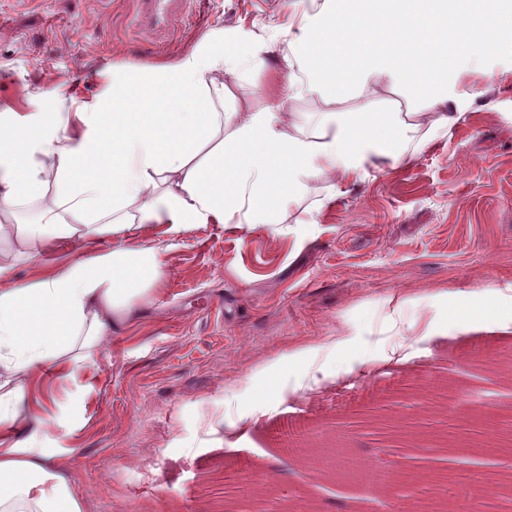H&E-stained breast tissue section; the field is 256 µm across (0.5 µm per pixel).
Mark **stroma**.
Returning a JSON list of instances; mask_svg holds the SVG:
<instances>
[{
    "instance_id": "obj_1",
    "label": "stroma",
    "mask_w": 512,
    "mask_h": 512,
    "mask_svg": "<svg viewBox=\"0 0 512 512\" xmlns=\"http://www.w3.org/2000/svg\"><path fill=\"white\" fill-rule=\"evenodd\" d=\"M310 0H196L165 33L141 26L133 0H0V113L49 112L63 95L90 100L116 64L174 59L212 31L271 42ZM475 80L476 110L438 132L410 165L351 184L327 202L316 180L293 224L146 227L129 246L155 248L159 289L142 317L113 335L77 380L45 372L32 394L51 420L38 445L72 465L86 512H256L250 471L284 502L330 512L362 506L381 485L350 472L391 448L405 468L441 470L495 444L512 412V333L497 318L449 321L469 290L512 289V47ZM18 254L0 238V288L74 260ZM407 299L406 328L387 320ZM309 344L301 361L289 353ZM487 356L473 355L474 345ZM268 379L256 381L259 371ZM336 451V476L283 449L290 409Z\"/></svg>"
}]
</instances>
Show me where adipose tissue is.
Here are the masks:
<instances>
[{"label": "adipose tissue", "instance_id": "ef3b65f1", "mask_svg": "<svg viewBox=\"0 0 512 512\" xmlns=\"http://www.w3.org/2000/svg\"><path fill=\"white\" fill-rule=\"evenodd\" d=\"M512 43V0H311L284 52L253 32H211L189 53L116 65L93 100L69 97L47 120L0 113V208L44 200L39 223L12 233L40 256L58 236L112 249L0 289V512H85L69 465L31 434L44 371L77 379L94 351L124 329L163 277L154 249L124 245L133 227L283 224L312 182L362 181L410 162L476 102L469 74ZM281 55L288 99L318 112L237 98L241 78ZM397 88L410 108L378 109ZM355 110H346L347 102Z\"/></svg>", "mask_w": 512, "mask_h": 512}]
</instances>
